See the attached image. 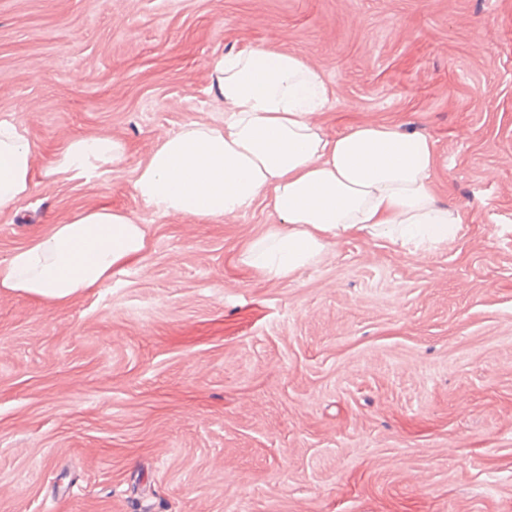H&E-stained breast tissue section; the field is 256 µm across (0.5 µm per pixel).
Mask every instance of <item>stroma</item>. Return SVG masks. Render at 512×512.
<instances>
[{"instance_id": "1", "label": "stroma", "mask_w": 512, "mask_h": 512, "mask_svg": "<svg viewBox=\"0 0 512 512\" xmlns=\"http://www.w3.org/2000/svg\"><path fill=\"white\" fill-rule=\"evenodd\" d=\"M294 52L335 91L328 135L430 138L460 236H355L292 277L242 261L266 201L203 223L132 181L215 122L211 62ZM0 120L42 170L76 137L122 168L37 175L0 258L109 205L150 247L57 304L0 293V512H512V0H0Z\"/></svg>"}]
</instances>
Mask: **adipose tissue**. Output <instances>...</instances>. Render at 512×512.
<instances>
[{
  "instance_id": "1",
  "label": "adipose tissue",
  "mask_w": 512,
  "mask_h": 512,
  "mask_svg": "<svg viewBox=\"0 0 512 512\" xmlns=\"http://www.w3.org/2000/svg\"><path fill=\"white\" fill-rule=\"evenodd\" d=\"M211 66L224 116L158 139L132 183L146 208L211 222L266 199L278 222L245 250L243 262L276 277L316 264L352 236L414 254L457 239L465 214L438 198L431 139L377 121L327 135L315 117L332 90L296 53L252 48ZM127 153L116 138L77 137L48 174L89 181L120 168ZM36 161L24 130L0 120V209L29 196ZM147 249L145 225L125 211L84 210L0 259V291L64 303L102 287Z\"/></svg>"
}]
</instances>
